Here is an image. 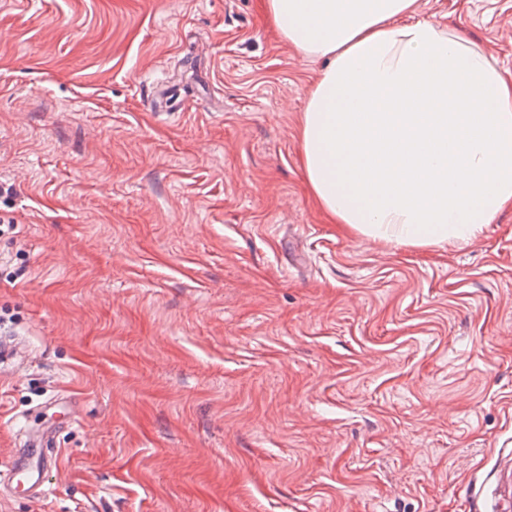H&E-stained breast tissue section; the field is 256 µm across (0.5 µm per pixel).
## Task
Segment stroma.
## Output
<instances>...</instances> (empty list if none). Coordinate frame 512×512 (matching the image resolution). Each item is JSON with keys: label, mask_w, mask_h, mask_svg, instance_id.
Instances as JSON below:
<instances>
[{"label": "stroma", "mask_w": 512, "mask_h": 512, "mask_svg": "<svg viewBox=\"0 0 512 512\" xmlns=\"http://www.w3.org/2000/svg\"><path fill=\"white\" fill-rule=\"evenodd\" d=\"M512 78V0H417ZM323 67L262 0H0V512H512V211L408 250L316 206ZM53 438L49 431L27 436L22 447L15 449L8 471H0L1 494L20 489L29 497L36 498L46 493L48 473L57 463L56 456L47 453Z\"/></svg>", "instance_id": "obj_1"}]
</instances>
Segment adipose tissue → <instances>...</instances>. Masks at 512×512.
Returning <instances> with one entry per match:
<instances>
[{
	"instance_id": "obj_1",
	"label": "adipose tissue",
	"mask_w": 512,
	"mask_h": 512,
	"mask_svg": "<svg viewBox=\"0 0 512 512\" xmlns=\"http://www.w3.org/2000/svg\"><path fill=\"white\" fill-rule=\"evenodd\" d=\"M299 54L325 59L300 121L331 222L408 248L475 239L512 210V81L416 0H263Z\"/></svg>"
}]
</instances>
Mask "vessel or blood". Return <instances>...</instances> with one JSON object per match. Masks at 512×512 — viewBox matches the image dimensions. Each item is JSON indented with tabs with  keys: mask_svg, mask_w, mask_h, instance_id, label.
Here are the masks:
<instances>
[{
	"mask_svg": "<svg viewBox=\"0 0 512 512\" xmlns=\"http://www.w3.org/2000/svg\"><path fill=\"white\" fill-rule=\"evenodd\" d=\"M52 441L53 435L48 431L28 435L21 448L16 449L8 471L0 474V491L9 493L17 488L32 498L45 494L47 476L57 463L55 456L47 452Z\"/></svg>",
	"mask_w": 512,
	"mask_h": 512,
	"instance_id": "1",
	"label": "vessel or blood"
}]
</instances>
